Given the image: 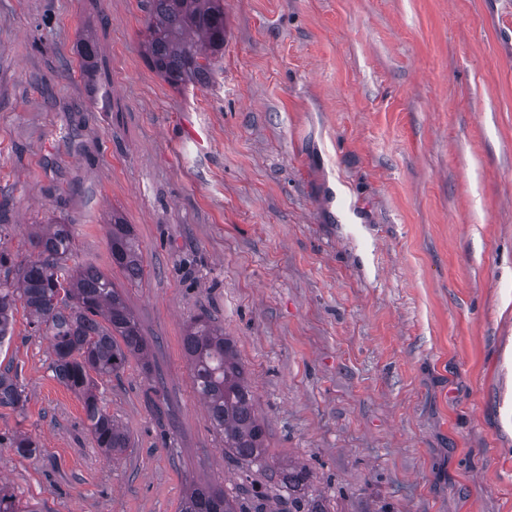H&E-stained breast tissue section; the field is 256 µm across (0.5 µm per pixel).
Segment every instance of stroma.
<instances>
[{
  "label": "stroma",
  "mask_w": 512,
  "mask_h": 512,
  "mask_svg": "<svg viewBox=\"0 0 512 512\" xmlns=\"http://www.w3.org/2000/svg\"><path fill=\"white\" fill-rule=\"evenodd\" d=\"M204 87L149 68L143 0H0V246L74 227L152 343L97 378L131 444L95 448L49 339L15 314L0 484L35 512H178L237 492L183 349L236 343L267 462L336 512H512V0H224ZM98 74L79 69L80 35ZM352 200L358 217L345 216ZM146 274L112 263L110 216ZM9 374V371L0 373V405L24 410L27 402L25 391ZM5 444L21 457H31L37 451V444L32 436L25 433H18L11 437L4 438L0 435V447Z\"/></svg>",
  "instance_id": "1"
}]
</instances>
